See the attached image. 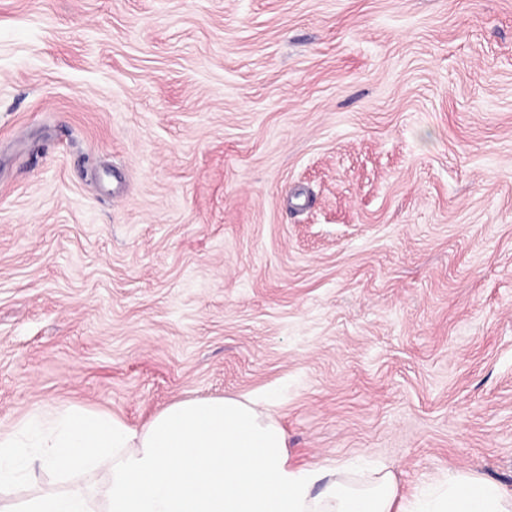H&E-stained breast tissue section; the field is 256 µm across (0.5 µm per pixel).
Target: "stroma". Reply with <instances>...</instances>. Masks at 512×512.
Listing matches in <instances>:
<instances>
[{"instance_id": "stroma-1", "label": "stroma", "mask_w": 512, "mask_h": 512, "mask_svg": "<svg viewBox=\"0 0 512 512\" xmlns=\"http://www.w3.org/2000/svg\"><path fill=\"white\" fill-rule=\"evenodd\" d=\"M224 396L512 493V0H0V431Z\"/></svg>"}]
</instances>
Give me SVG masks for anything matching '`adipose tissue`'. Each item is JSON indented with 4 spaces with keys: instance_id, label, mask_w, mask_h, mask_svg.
Listing matches in <instances>:
<instances>
[{
    "instance_id": "1",
    "label": "adipose tissue",
    "mask_w": 512,
    "mask_h": 512,
    "mask_svg": "<svg viewBox=\"0 0 512 512\" xmlns=\"http://www.w3.org/2000/svg\"><path fill=\"white\" fill-rule=\"evenodd\" d=\"M105 474L100 497L76 482ZM54 476L17 512H512L494 483L451 471L404 502L390 466L352 483L344 463L289 462L287 436L267 407L216 397L170 405L145 426L69 407L49 422L0 432V489Z\"/></svg>"
}]
</instances>
